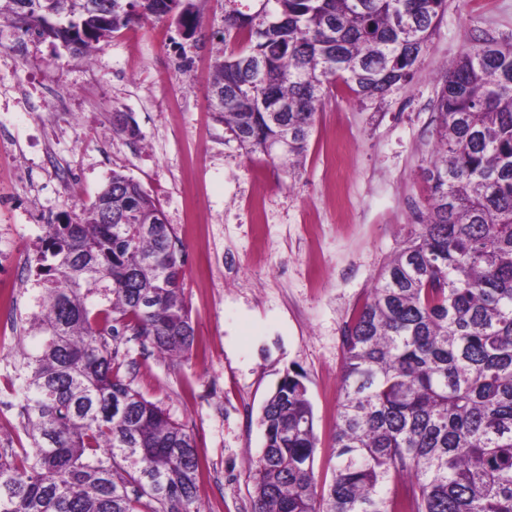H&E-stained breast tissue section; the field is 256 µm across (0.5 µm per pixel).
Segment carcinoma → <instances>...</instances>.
Here are the masks:
<instances>
[{
    "instance_id": "1",
    "label": "carcinoma",
    "mask_w": 512,
    "mask_h": 512,
    "mask_svg": "<svg viewBox=\"0 0 512 512\" xmlns=\"http://www.w3.org/2000/svg\"><path fill=\"white\" fill-rule=\"evenodd\" d=\"M448 0H224L209 106L292 176L342 82L360 100L409 81ZM153 17L192 39L193 0H0V19L89 54ZM426 212L347 323L331 477L304 376L263 406L252 512H512V45L477 39L434 102ZM113 125L139 128L122 112ZM39 313L14 392L26 447L0 450V512H203L195 439L121 375V325L180 356L194 329L177 237L114 171L81 217L44 227Z\"/></svg>"
}]
</instances>
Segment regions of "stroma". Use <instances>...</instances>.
<instances>
[{
	"label": "stroma",
	"instance_id": "1",
	"mask_svg": "<svg viewBox=\"0 0 512 512\" xmlns=\"http://www.w3.org/2000/svg\"><path fill=\"white\" fill-rule=\"evenodd\" d=\"M195 4L203 21L196 42L178 46L174 28L143 20L101 43L91 70L83 55L19 40L0 22V110L11 112L10 139L0 144V251L13 249L17 225L75 217L116 170L159 200L179 238L194 342L170 359L123 330L112 340L115 361L133 389L193 434L207 512H252L247 464L264 443L261 409L289 371L304 376L315 469L325 471L345 324L406 238L407 210L426 205L436 90L474 37L512 43V0H448L407 84L382 100L327 96L293 177L246 153L212 114L213 33L224 0ZM183 51L193 60L187 72ZM34 72L59 113L76 102L89 118L64 126L46 160L27 167L21 151L44 137L41 96L29 88ZM116 112L137 123L140 138L114 129ZM252 199L261 213L249 208ZM30 313L25 290L0 279V399L10 397Z\"/></svg>",
	"mask_w": 512,
	"mask_h": 512
}]
</instances>
